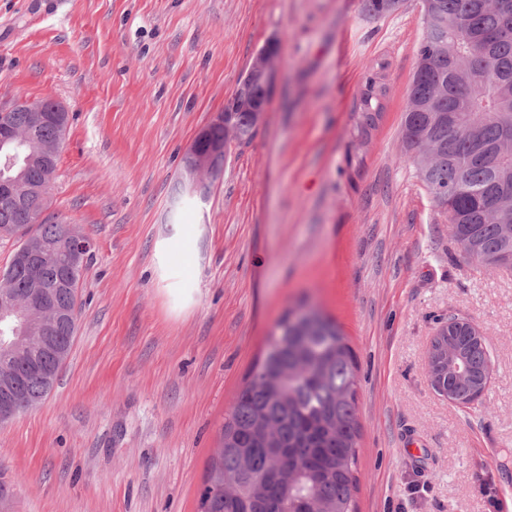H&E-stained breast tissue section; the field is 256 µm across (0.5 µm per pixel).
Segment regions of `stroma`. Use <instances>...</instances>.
<instances>
[{"label":"stroma","instance_id":"obj_1","mask_svg":"<svg viewBox=\"0 0 512 512\" xmlns=\"http://www.w3.org/2000/svg\"><path fill=\"white\" fill-rule=\"evenodd\" d=\"M420 0H0V108L69 110L55 214L93 248L71 353L0 425L13 512H197L237 393L300 304L357 365L359 512H512V270L463 260L402 142ZM275 44L270 100L205 201L182 155ZM388 95L362 164L351 112L378 58ZM492 378L462 407L430 384L451 317Z\"/></svg>","mask_w":512,"mask_h":512}]
</instances>
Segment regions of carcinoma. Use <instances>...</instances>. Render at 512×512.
Instances as JSON below:
<instances>
[{
    "label": "carcinoma",
    "mask_w": 512,
    "mask_h": 512,
    "mask_svg": "<svg viewBox=\"0 0 512 512\" xmlns=\"http://www.w3.org/2000/svg\"><path fill=\"white\" fill-rule=\"evenodd\" d=\"M404 0H362L374 18L392 14ZM431 15L417 50L402 123L405 152L416 165L434 204L448 213L461 258L512 269V0H422ZM380 61L367 78L352 113L351 146L361 157L382 116L387 95ZM269 101L263 73L238 83L224 106L234 144L249 142ZM27 103L8 121L23 134L22 176L14 183L21 211H0V237L18 246L37 239L52 246L42 258L40 281L13 265L0 271V289L29 305V332L17 353L0 345V375L15 378L16 413L42 400L70 354L81 310L79 288L85 263L60 278L61 259L73 228L41 218L45 198L32 187L58 167L70 116L30 126ZM55 298L67 314L43 322L42 296ZM480 330L469 323L440 333L432 361L448 353L466 372L441 377L449 399L468 403L481 387L491 360ZM355 364L336 323L318 309L302 321L284 317L263 361L239 391L224 418L221 443L211 458L199 496L200 512H296L318 503L328 512H356L358 442ZM292 462L282 486V456Z\"/></svg>",
    "instance_id": "cac0c4a2"
}]
</instances>
